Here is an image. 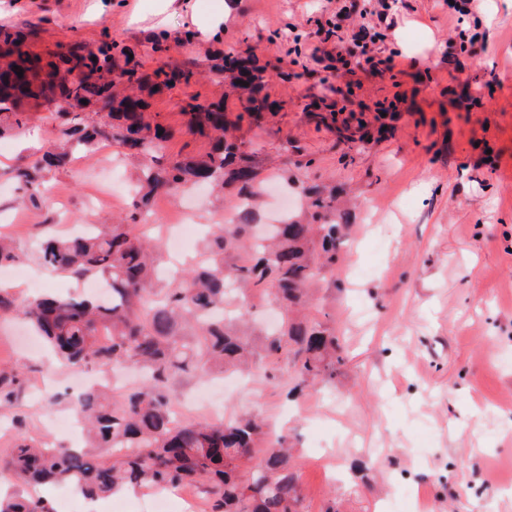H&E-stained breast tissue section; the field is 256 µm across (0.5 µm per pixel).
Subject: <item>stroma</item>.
<instances>
[{"label":"stroma","mask_w":512,"mask_h":512,"mask_svg":"<svg viewBox=\"0 0 512 512\" xmlns=\"http://www.w3.org/2000/svg\"><path fill=\"white\" fill-rule=\"evenodd\" d=\"M156 0H0V28L29 32L35 51L108 37L144 71L191 69L189 82L145 93L147 118L167 134L170 161L204 158L191 96L223 102L235 121L244 100L216 69L219 56L247 59L268 109L240 123L238 136L258 178L286 176L335 186L360 205L334 270L322 273L310 321L338 337L346 361L327 387L295 393L284 359L257 360L244 374L214 377L227 418L258 415L294 450L300 512H512V0H478L483 48L448 62L459 23L448 0H394L379 58L335 78L314 53L315 21L329 0H184L155 14ZM220 18L215 34L201 20ZM237 121V120H236ZM65 124L56 108L31 109L23 134L0 138V233L27 254L44 287L77 292L66 274H45L37 240L76 224H109L132 199L112 187L137 182L144 161L120 148L81 154L44 171L37 206L19 203L15 171ZM363 126L347 144L337 128ZM377 203V223L361 204ZM26 328L0 316V364L21 368L18 411L35 438L71 447L48 422L70 412L55 390L37 394L48 354L22 348Z\"/></svg>","instance_id":"obj_1"}]
</instances>
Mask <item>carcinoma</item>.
I'll list each match as a JSON object with an SVG mask.
<instances>
[{
	"label": "carcinoma",
	"instance_id": "obj_1",
	"mask_svg": "<svg viewBox=\"0 0 512 512\" xmlns=\"http://www.w3.org/2000/svg\"><path fill=\"white\" fill-rule=\"evenodd\" d=\"M5 52L0 65L23 71V77L0 84V135L26 125L23 107L40 99L73 101L76 107L120 84L143 89L169 87L161 79L164 69L140 72L126 53L110 41H101L89 58H102L109 74L94 77L80 67L84 56L30 51L13 55L12 34L3 32ZM109 102L123 120V133L112 124L88 126L73 114L61 130L62 139L47 147L35 162L39 172L67 163L74 152H90L114 140L128 150L154 155L163 148L165 135L150 130L145 121L146 102L140 111L109 93ZM193 129L212 139L207 157L197 162L176 161L166 167L142 170L148 192L176 193L190 184L207 182L224 188L239 186L230 206L231 217L210 225L205 249L213 257L206 266L194 265L171 279L168 287L153 288L159 248L140 231L142 214L134 211L122 222L108 226L89 224L74 236L44 240L38 251L40 264L78 280L102 278L108 297L76 298L69 293L32 296L20 300L0 288V314L21 317L43 338L58 360L74 371L105 366L135 365L143 382L126 390L119 400L102 389L83 392L76 408L91 443L87 448H55L45 440L23 433L24 418L17 417L16 439L0 456V469L28 484H67L86 498L111 497L124 485L178 487L202 486L209 495L210 512H298L300 489L290 449L276 440L265 449L256 467L245 468L256 441L264 435L262 421L242 417L224 423L184 421L174 415L176 396L170 379L196 371L224 370L247 363V351L237 330L211 315L224 306L229 288L270 287L285 310L303 305L321 272L333 269L342 244L346 212L336 206V191L304 188L303 206L263 234H253L260 214L254 202L256 175L240 164V146L224 138V103L188 104ZM31 171V172H33ZM27 170L16 179L34 203L45 185ZM25 253L0 237V267L21 262ZM267 357L286 356L287 368L301 383L332 382L336 366L344 362L336 337L319 324L285 322L266 337ZM25 389L24 375L14 367L0 366V404L18 401ZM0 512H53L43 498L0 494Z\"/></svg>",
	"mask_w": 512,
	"mask_h": 512
}]
</instances>
